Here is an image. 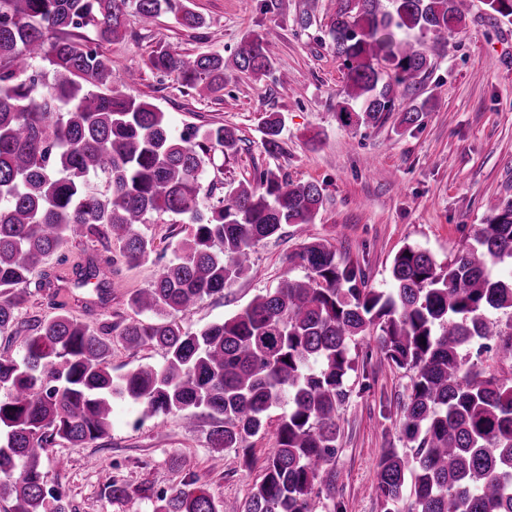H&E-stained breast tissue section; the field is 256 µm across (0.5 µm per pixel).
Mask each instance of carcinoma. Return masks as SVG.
<instances>
[{
    "mask_svg": "<svg viewBox=\"0 0 512 512\" xmlns=\"http://www.w3.org/2000/svg\"><path fill=\"white\" fill-rule=\"evenodd\" d=\"M468 0H338L329 27L347 86L338 120L384 123L400 89L415 90L434 56L459 33ZM135 10L151 19L172 12L185 28L204 18L176 0H0V336H14L15 311L33 269L76 237L110 239L136 265L152 251L142 226L184 216L190 232L175 259L130 305L161 320L132 321L130 347L156 343L166 362L112 374L106 336L66 313L36 325L18 355L0 354V498L10 512H68L61 490L47 487L41 459L56 441L82 444L109 433L112 402L141 417L174 414L192 427L210 419L217 452L258 435L273 407L283 409L277 442L261 480L241 503H217L189 476L157 497L153 512H315L317 484L336 448V413L348 398L351 348L380 330L379 366L413 371L401 432L408 456L386 450L375 470L380 512H397L411 488L410 512H512V370L492 372L468 349L496 339L512 361V201L486 222L447 265L406 246L391 263L392 288L367 286L359 264L321 240H303L288 263L303 271L257 295L230 318L192 330L185 316L205 296L248 276L252 254L285 225L314 222L324 195L266 169L212 204L201 176L212 153L237 155L235 129L218 125L175 133L164 112L123 93L98 45L123 37ZM95 34L92 48L71 34ZM42 63L35 68L34 63ZM147 67L209 98L224 90V70L262 75L271 65L249 37L231 63L220 54L181 53L157 45ZM427 102L400 113L421 122ZM284 118L261 122L270 153L282 150ZM107 176L106 190L88 189ZM112 258L76 266L74 287L109 295Z\"/></svg>",
    "mask_w": 512,
    "mask_h": 512,
    "instance_id": "cac0c4a2",
    "label": "carcinoma"
}]
</instances>
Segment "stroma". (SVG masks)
<instances>
[{
    "instance_id": "stroma-1",
    "label": "stroma",
    "mask_w": 512,
    "mask_h": 512,
    "mask_svg": "<svg viewBox=\"0 0 512 512\" xmlns=\"http://www.w3.org/2000/svg\"><path fill=\"white\" fill-rule=\"evenodd\" d=\"M205 23L196 29L179 25L173 14L150 20L129 13L126 33L104 44L112 79L126 94L165 112L176 132L224 124L242 139L236 157L215 154L202 180L204 188L226 192L239 181L270 168L293 182H314L324 204L302 233L286 228L261 242L252 255L251 273L223 295L201 299L183 324L190 329L223 321L254 296L299 276L288 263L300 239H321L357 262L369 287L391 288L394 255L410 245L447 264L484 223L494 205L512 201V21L494 16L485 0H471L463 29L435 57L419 92L404 91L400 108L415 98L429 102L419 125L403 128L398 115L377 126H344L336 104L346 86L345 72L328 37L336 0H280L277 9L265 0H184ZM311 14L310 27L299 19ZM260 37L271 59L261 79L227 71L221 96L199 98L183 92L171 76L151 71L145 61L164 43L188 53L231 57L246 35ZM285 117L282 152L268 153L263 144V113ZM187 220L166 216L145 225L153 253L131 267H112L107 304L93 291L41 286L43 273L70 279L76 265L99 257L97 238L79 237L62 248L66 263L49 260L34 271L26 302L15 312L19 334L0 336V352L18 353L37 322L65 312L99 328L136 320L129 297L149 287L160 267L174 259L186 235ZM350 396L337 413L340 436L331 467L336 473V512H379L374 474L386 449L405 448L400 430L412 373L382 369L378 336L359 339L352 351ZM161 347L127 346L113 336L109 362L123 373L141 365H162ZM280 409H273L264 432L242 447L225 450L215 466L209 444L210 423L201 418L188 428L176 415H156L135 424L124 403L112 409L107 438L73 445L57 442L42 461L49 485L66 496L72 512H152L151 501L112 499L109 487L168 491L193 474L216 501H244L259 480L276 445Z\"/></svg>"
}]
</instances>
